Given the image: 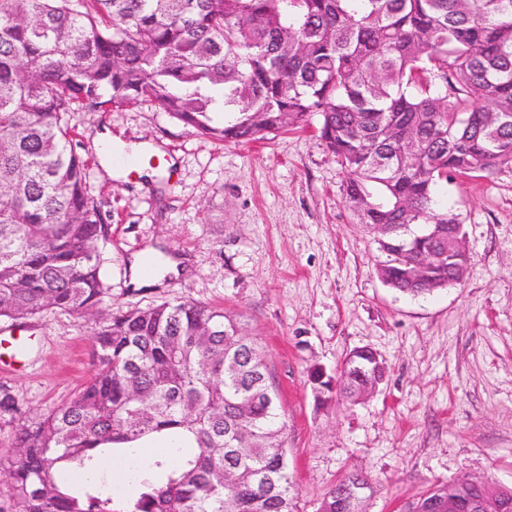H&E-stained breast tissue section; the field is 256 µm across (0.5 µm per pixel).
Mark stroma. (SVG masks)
I'll list each match as a JSON object with an SVG mask.
<instances>
[{
	"mask_svg": "<svg viewBox=\"0 0 512 512\" xmlns=\"http://www.w3.org/2000/svg\"><path fill=\"white\" fill-rule=\"evenodd\" d=\"M69 124L110 215L105 308L193 299L238 316L279 392L295 512H318L349 474L370 483L364 512H402L465 477L512 488V167L441 190L471 265L462 283L413 297L380 278L382 254L347 206L320 114L247 144L198 135L147 103L74 112ZM106 129L155 145L172 173L110 176L98 152ZM149 248L182 268L137 289L129 264ZM95 328L61 311L28 322L21 363L0 370L22 418L85 384ZM362 347L386 367L376 392L319 400L312 373L338 376Z\"/></svg>",
	"mask_w": 512,
	"mask_h": 512,
	"instance_id": "stroma-1",
	"label": "stroma"
}]
</instances>
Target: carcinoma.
<instances>
[{
	"label": "carcinoma",
	"instance_id": "obj_1",
	"mask_svg": "<svg viewBox=\"0 0 512 512\" xmlns=\"http://www.w3.org/2000/svg\"><path fill=\"white\" fill-rule=\"evenodd\" d=\"M143 101L219 142L320 113L349 207L382 225L385 283L430 294L455 281L460 223L438 188L512 166V0H0V319L99 312L109 225L66 116ZM92 365L0 455L14 512H295L276 389L240 320L193 300L118 308ZM384 374L359 348L319 386L358 402ZM18 412L1 389L0 419ZM183 431L196 446L132 464L119 510L85 479ZM461 495L443 484L406 512Z\"/></svg>",
	"mask_w": 512,
	"mask_h": 512
}]
</instances>
